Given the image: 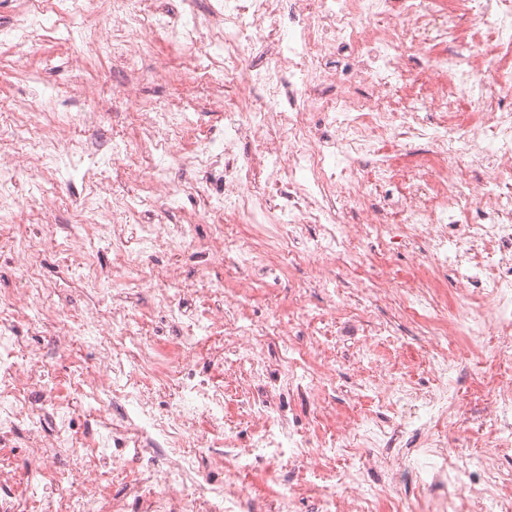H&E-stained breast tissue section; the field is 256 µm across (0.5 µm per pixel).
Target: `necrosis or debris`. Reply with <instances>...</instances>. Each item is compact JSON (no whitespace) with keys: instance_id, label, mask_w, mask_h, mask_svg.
I'll return each mask as SVG.
<instances>
[{"instance_id":"necrosis-or-debris-1","label":"necrosis or debris","mask_w":512,"mask_h":512,"mask_svg":"<svg viewBox=\"0 0 512 512\" xmlns=\"http://www.w3.org/2000/svg\"><path fill=\"white\" fill-rule=\"evenodd\" d=\"M50 10L51 0H18L0 27L11 71L33 88L0 119V263L16 282L0 292V447L29 459L21 472L0 457V512H300L312 489L320 512H457L460 491L485 500L488 470L449 460L442 430L465 421L467 393L454 382L463 359L489 346L496 370L471 380L485 392L494 447L512 446V0H181L176 15L162 0H72L54 22L75 49L64 66L80 76L64 95L35 89L32 46ZM452 40L462 50L448 51ZM161 42L176 63L157 56ZM95 55L118 82L83 79ZM200 73L205 100L145 95L146 84ZM251 90L261 96L247 108ZM65 99L83 111H61ZM209 102L224 105L223 134L200 132L195 113ZM116 104L130 108L121 133L79 138ZM188 166L201 176L198 207L161 223L179 208L173 172ZM116 168L141 187L146 210L120 193ZM26 177L45 183V213L64 202L57 183L80 178L89 222L18 223ZM373 239L408 250L407 274L337 288V271L356 273ZM51 252L63 270L54 280L43 274ZM185 255L200 267L191 282ZM220 258L232 279L212 273ZM304 263L329 309L364 318L391 300L419 320L417 354L442 382L425 390L384 368L360 384L427 433L416 469L400 468L374 501L353 497L358 474L327 463L361 439L388 443L379 414L321 435L289 417L284 392L319 405L333 388L310 366L332 341L313 325L306 286L290 287L288 312L249 315L257 282L281 283ZM77 280L91 302L81 314L57 305ZM142 292L149 305L134 302ZM160 321L172 331L164 342ZM301 329L302 347L291 341ZM270 342L282 350L274 363L262 352ZM228 359L249 375L245 453L224 426ZM230 462L270 466L274 505L226 484ZM414 475L446 495H403ZM114 480L125 498H113Z\"/></svg>"}]
</instances>
